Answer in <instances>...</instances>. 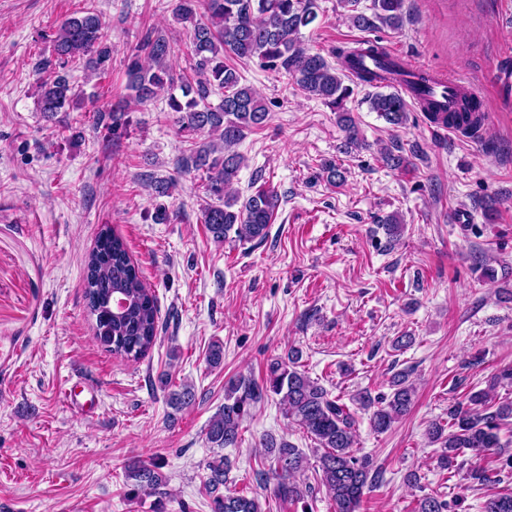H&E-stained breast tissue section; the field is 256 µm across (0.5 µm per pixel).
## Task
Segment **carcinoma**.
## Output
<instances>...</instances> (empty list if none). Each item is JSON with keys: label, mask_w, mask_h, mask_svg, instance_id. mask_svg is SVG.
I'll use <instances>...</instances> for the list:
<instances>
[{"label": "carcinoma", "mask_w": 512, "mask_h": 512, "mask_svg": "<svg viewBox=\"0 0 512 512\" xmlns=\"http://www.w3.org/2000/svg\"><path fill=\"white\" fill-rule=\"evenodd\" d=\"M404 0H372V16H351L352 24L366 28L379 21L395 28L401 25ZM316 0H175L173 15L191 24L189 51L193 77L181 79V96L170 93L168 106L178 113L180 129L208 131L219 136L220 144L210 143L190 150L178 160L181 169L206 171V190L211 203L203 209V223L215 242H263L278 207V196L259 189L244 200L230 194L233 182L243 166L244 157L234 150L244 131L265 126L268 109L255 91L241 84V75L233 61H254L260 67L283 71L292 76L298 88L338 113V123L346 133L350 149L364 145L355 121L343 108L352 89L348 79L374 86L383 74L405 72L403 64L390 58L376 42L338 51L343 68L330 64L319 53L306 50L299 40L301 29L317 17ZM53 51L59 65L86 60L96 75L105 73L111 47L104 42L103 23L98 13L84 11L80 17L62 20L54 34ZM172 47L166 37L153 29L141 35L131 49L127 63L131 98L137 103L154 99L174 85L166 62ZM374 65L368 67L365 61ZM220 94L214 105L209 98ZM74 87L67 75H58L40 85V111L52 117L64 111ZM371 109L388 124L400 127L407 121L406 96L399 92L375 93ZM431 121L471 129L479 113L475 104H465L460 112H438L436 105L424 106ZM386 238L400 235L397 214L380 219ZM85 300L95 316L96 338L107 351L138 360L147 356L159 339V309L155 294L143 280L123 240L108 227L103 228L96 246L88 255ZM299 352L291 351L285 360L275 359L268 366L265 381L240 376L228 383L224 406L209 421L207 438L218 448L238 443L239 428L250 408L268 396H278L285 416L310 435L320 454L315 465L293 444L271 436L263 443L264 456L273 466L260 473L259 481L271 487V494L282 503L304 498L296 474L311 466L326 488L334 512H359L365 491L373 486L369 461L354 455L355 420L347 405L329 397L328 391L298 369ZM402 371L391 380V393L374 398L365 392L356 402L371 411L370 423L377 432H385L411 408L415 390ZM512 382V368L495 377L488 389L470 394L448 408V424L432 422L427 435L441 445L440 464L447 467L463 450L478 460L493 448L502 447L500 430L512 420V401L494 396L496 383ZM194 400L193 389L184 385L168 395L169 404L180 409ZM205 488L211 497L212 512H261L259 500L243 492L226 489L230 464L224 457L205 463ZM125 479L134 494H155L165 476L156 463L138 462L127 467ZM448 504L426 495L418 500L416 512H444ZM482 512H512V493L495 494L484 501Z\"/></svg>", "instance_id": "cac0c4a2"}]
</instances>
